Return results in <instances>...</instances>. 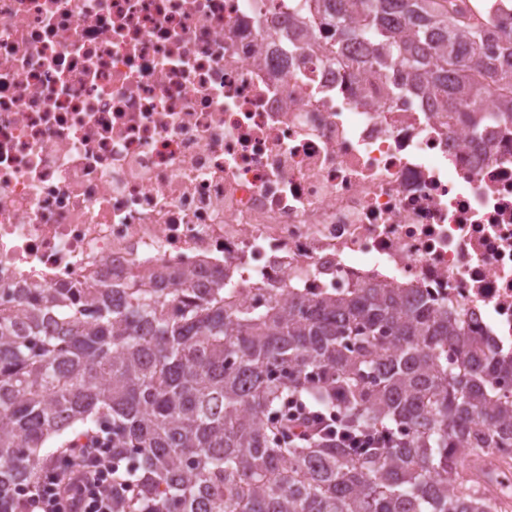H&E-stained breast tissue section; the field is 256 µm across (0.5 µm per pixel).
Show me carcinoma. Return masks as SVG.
Masks as SVG:
<instances>
[{"mask_svg": "<svg viewBox=\"0 0 512 512\" xmlns=\"http://www.w3.org/2000/svg\"><path fill=\"white\" fill-rule=\"evenodd\" d=\"M294 2L306 25L376 43L370 67L397 64L396 93L421 88L475 130L489 95L512 116V30L485 55L490 32L448 0ZM181 283L134 278L118 302L110 288H22L20 309L0 303V512H23L19 490L98 430L133 485L112 512H503L463 483L458 451L512 448V361L469 350L447 306L374 284L233 311L224 286ZM291 401L388 447L288 442Z\"/></svg>", "mask_w": 512, "mask_h": 512, "instance_id": "1", "label": "carcinoma"}]
</instances>
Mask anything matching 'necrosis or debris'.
I'll use <instances>...</instances> for the list:
<instances>
[{"mask_svg":"<svg viewBox=\"0 0 512 512\" xmlns=\"http://www.w3.org/2000/svg\"><path fill=\"white\" fill-rule=\"evenodd\" d=\"M293 0H0V289L414 288L512 356V121L332 60Z\"/></svg>","mask_w":512,"mask_h":512,"instance_id":"obj_1","label":"necrosis or debris"}]
</instances>
